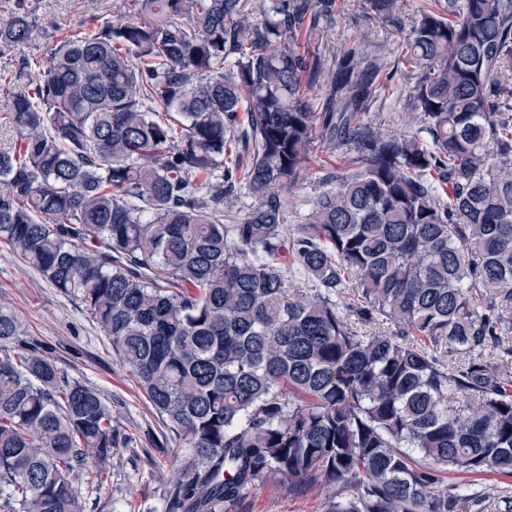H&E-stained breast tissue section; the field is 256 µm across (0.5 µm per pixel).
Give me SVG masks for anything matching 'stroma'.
Here are the masks:
<instances>
[{
	"label": "stroma",
	"mask_w": 512,
	"mask_h": 512,
	"mask_svg": "<svg viewBox=\"0 0 512 512\" xmlns=\"http://www.w3.org/2000/svg\"><path fill=\"white\" fill-rule=\"evenodd\" d=\"M36 27L32 37L0 55V106L10 88L19 87L22 59L45 55L58 39L83 23L112 21L117 16L136 19L132 0H28ZM423 0H405L401 25L370 18L360 0H337L334 22L314 34L310 50L342 54L360 45L369 52L396 62L405 39L411 35ZM374 111L379 112L378 130L401 133L412 122L406 97L382 93ZM338 160L320 145H313L300 180L294 188V205L288 221L302 223L311 199L329 189V177ZM0 304L24 321L28 338L57 363L68 378L95 386L112 410V427L118 444L104 467L103 486H78L77 512H166L173 488L171 472L188 453L184 435L169 428L145 399L135 379L112 352L111 342L86 316L75 298L51 288L6 244L0 243ZM449 491L469 499L468 512H512V476L450 474ZM329 491L313 485L289 490L274 480L259 483L242 501L224 512H324Z\"/></svg>",
	"instance_id": "1"
}]
</instances>
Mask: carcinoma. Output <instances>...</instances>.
<instances>
[{"instance_id":"carcinoma-1","label":"carcinoma","mask_w":512,"mask_h":512,"mask_svg":"<svg viewBox=\"0 0 512 512\" xmlns=\"http://www.w3.org/2000/svg\"><path fill=\"white\" fill-rule=\"evenodd\" d=\"M10 2L1 48L34 30ZM135 2L140 21L25 63L0 110L19 136L0 145V243L188 437L174 512L268 478L333 489L325 512H466L445 474L512 476V0H428L400 135L373 127L384 58L302 46L336 0ZM401 6L362 0L393 22ZM315 142L349 170L290 225L282 189ZM243 189L244 222L211 219ZM24 336L0 306V506L75 512L112 412Z\"/></svg>"}]
</instances>
